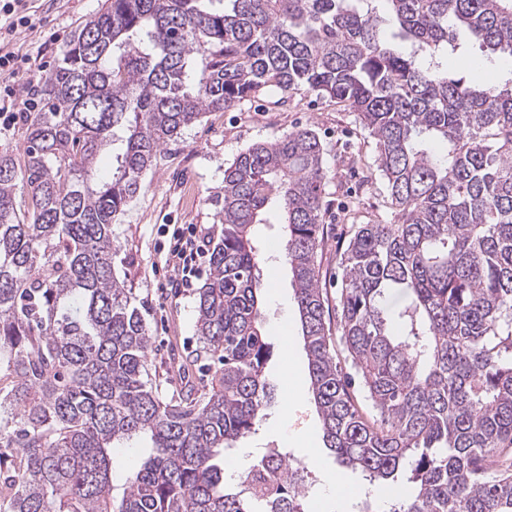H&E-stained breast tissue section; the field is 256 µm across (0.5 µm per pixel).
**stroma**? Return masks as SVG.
<instances>
[{
    "mask_svg": "<svg viewBox=\"0 0 512 512\" xmlns=\"http://www.w3.org/2000/svg\"><path fill=\"white\" fill-rule=\"evenodd\" d=\"M37 23L21 29L10 42L19 57L15 71L0 75V84L13 88L17 102H25L30 87L41 86L72 33L86 19L100 12L104 0H31ZM463 57L451 60L455 77L502 82L512 69L508 57L480 63L481 51L468 35H461ZM313 129L321 138L329 163L326 191L329 208L325 220L335 231L347 224H364L390 216L391 199L376 171V148L354 115L329 98L292 93L286 104L273 99L246 100L229 112H208L161 151L144 176V186L112 226V261L117 274L132 293L149 329L147 367L170 396L182 379L169 372L171 355L198 356L196 295L194 289L177 287V272L167 260L168 242L162 225L196 224L206 236L221 225L218 212L224 195V170L252 144L270 142L283 135ZM266 341L272 357L266 367L275 396L258 431L238 443L236 452L254 462L261 451L282 448L308 458L305 483L308 512H359L362 501L383 508L380 488L360 472L342 468L324 446L322 424L311 400L294 402V390H309L307 358L297 340L296 309L291 277L279 256L263 268ZM343 472L347 480L343 498L325 492L326 479Z\"/></svg>",
    "mask_w": 512,
    "mask_h": 512,
    "instance_id": "1",
    "label": "stroma"
}]
</instances>
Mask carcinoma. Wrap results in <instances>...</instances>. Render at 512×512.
Returning <instances> with one entry per match:
<instances>
[{
  "mask_svg": "<svg viewBox=\"0 0 512 512\" xmlns=\"http://www.w3.org/2000/svg\"><path fill=\"white\" fill-rule=\"evenodd\" d=\"M460 28L512 58V0H106L75 30L25 164L0 156V512H306L288 470L262 497L226 486L220 461L271 399L258 227L272 217L325 448L383 487L386 512H512V78L451 77ZM302 89L375 140L392 218L338 243L333 327L315 264L319 137L239 153L197 291L219 368L164 399L112 223L203 113ZM104 151L112 176L98 181ZM139 437L149 447L117 484L113 451Z\"/></svg>",
  "mask_w": 512,
  "mask_h": 512,
  "instance_id": "carcinoma-1",
  "label": "carcinoma"
}]
</instances>
